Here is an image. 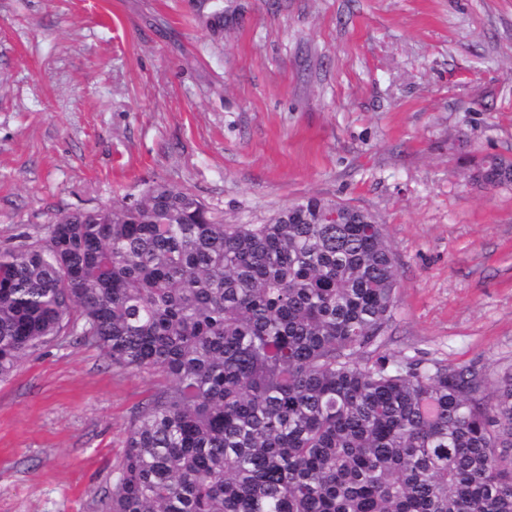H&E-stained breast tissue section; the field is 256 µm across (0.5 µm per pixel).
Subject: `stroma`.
<instances>
[{
  "instance_id": "stroma-1",
  "label": "stroma",
  "mask_w": 512,
  "mask_h": 512,
  "mask_svg": "<svg viewBox=\"0 0 512 512\" xmlns=\"http://www.w3.org/2000/svg\"><path fill=\"white\" fill-rule=\"evenodd\" d=\"M512 0H0V243L57 213L198 195L228 224L304 196L375 213L389 352L512 366ZM153 377L51 343L0 381V512H96ZM472 164L469 169V177L480 183L484 188H499L512 186V158L489 155L482 157L475 162L473 159L468 161Z\"/></svg>"
}]
</instances>
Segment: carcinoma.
Returning <instances> with one entry per match:
<instances>
[{
    "label": "carcinoma",
    "instance_id": "carcinoma-1",
    "mask_svg": "<svg viewBox=\"0 0 512 512\" xmlns=\"http://www.w3.org/2000/svg\"><path fill=\"white\" fill-rule=\"evenodd\" d=\"M398 285L370 211L226 224L155 181L0 246V380L67 337L159 378L97 512H512V366L381 350Z\"/></svg>",
    "mask_w": 512,
    "mask_h": 512
}]
</instances>
